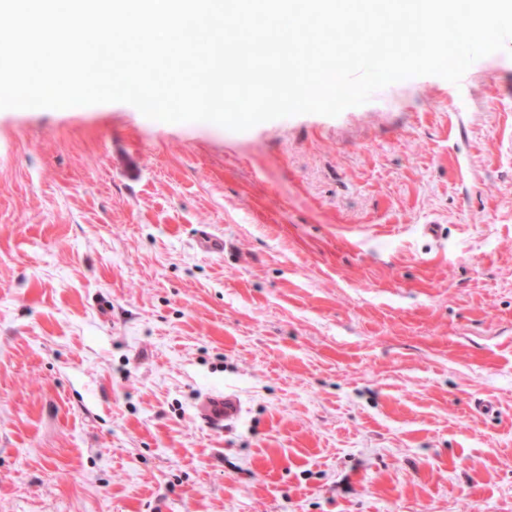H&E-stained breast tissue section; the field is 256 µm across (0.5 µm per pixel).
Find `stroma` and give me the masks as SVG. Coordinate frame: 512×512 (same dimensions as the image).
Listing matches in <instances>:
<instances>
[{"instance_id":"obj_1","label":"stroma","mask_w":512,"mask_h":512,"mask_svg":"<svg viewBox=\"0 0 512 512\" xmlns=\"http://www.w3.org/2000/svg\"><path fill=\"white\" fill-rule=\"evenodd\" d=\"M0 512H512V56L245 132L0 110ZM241 413V403L231 393H214L207 396L200 404L197 417L206 427L224 432L232 427Z\"/></svg>"}]
</instances>
